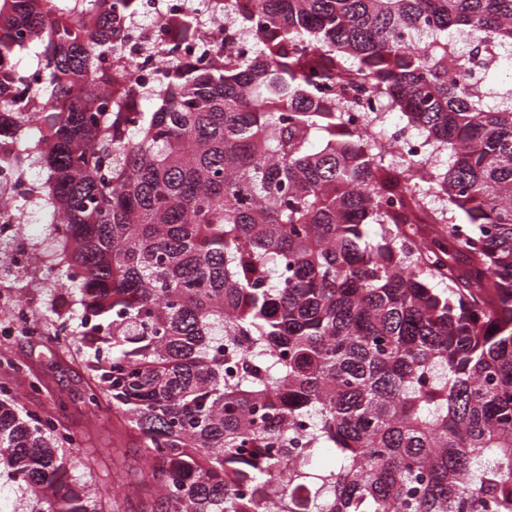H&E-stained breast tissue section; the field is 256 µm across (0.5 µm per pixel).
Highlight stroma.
I'll list each match as a JSON object with an SVG mask.
<instances>
[{"label":"stroma","mask_w":512,"mask_h":512,"mask_svg":"<svg viewBox=\"0 0 512 512\" xmlns=\"http://www.w3.org/2000/svg\"><path fill=\"white\" fill-rule=\"evenodd\" d=\"M0 286L23 289L35 313L46 322L48 307L71 301L69 294L49 287L25 288L23 280L8 273L0 275ZM89 353V346L78 348L58 340L48 322L44 336H26L14 321L12 309L0 308V381L13 382L20 391L18 408L23 412L51 411L57 400H64V410L58 411L59 423L82 442L80 452L66 462V482L97 495L99 512H151L155 497L146 475L142 442L127 430L124 415L112 406L93 412L83 403L90 381L84 367ZM13 362L25 364L26 373L14 375L9 368ZM33 380L39 381V391H30Z\"/></svg>","instance_id":"stroma-1"}]
</instances>
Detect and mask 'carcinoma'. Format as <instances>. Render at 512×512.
I'll use <instances>...</instances> for the list:
<instances>
[{
	"instance_id": "carcinoma-1",
	"label": "carcinoma",
	"mask_w": 512,
	"mask_h": 512,
	"mask_svg": "<svg viewBox=\"0 0 512 512\" xmlns=\"http://www.w3.org/2000/svg\"><path fill=\"white\" fill-rule=\"evenodd\" d=\"M222 2L253 53L163 60L143 96L140 0H0V170L61 221L85 405L126 414L161 512H512V0ZM363 98L448 152L431 189ZM80 447L0 382L31 512H96Z\"/></svg>"
}]
</instances>
